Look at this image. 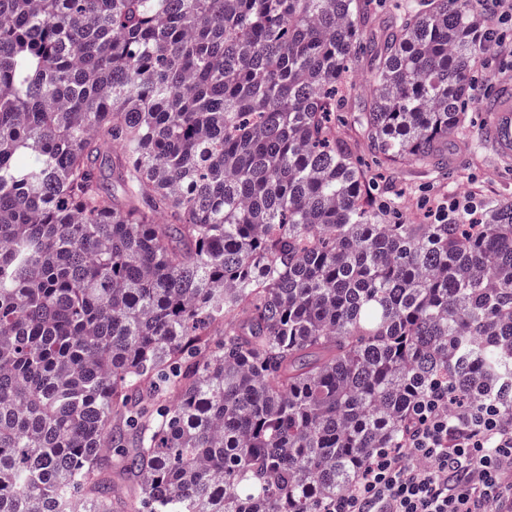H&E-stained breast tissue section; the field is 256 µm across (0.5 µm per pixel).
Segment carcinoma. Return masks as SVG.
<instances>
[{"mask_svg":"<svg viewBox=\"0 0 512 512\" xmlns=\"http://www.w3.org/2000/svg\"><path fill=\"white\" fill-rule=\"evenodd\" d=\"M380 7L0 0V512H319L435 382L512 423V202L405 220L336 130L368 54L442 165L482 16Z\"/></svg>","mask_w":512,"mask_h":512,"instance_id":"cac0c4a2","label":"carcinoma"}]
</instances>
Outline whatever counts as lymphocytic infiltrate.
<instances>
[{
    "mask_svg": "<svg viewBox=\"0 0 512 512\" xmlns=\"http://www.w3.org/2000/svg\"><path fill=\"white\" fill-rule=\"evenodd\" d=\"M448 402L431 385L406 442L374 449L322 512H512V424L493 403L454 416Z\"/></svg>",
    "mask_w": 512,
    "mask_h": 512,
    "instance_id": "obj_1",
    "label": "lymphocytic infiltrate"
}]
</instances>
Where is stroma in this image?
I'll list each match as a JSON object with an SVG mask.
<instances>
[{"label":"stroma","mask_w":512,"mask_h":512,"mask_svg":"<svg viewBox=\"0 0 512 512\" xmlns=\"http://www.w3.org/2000/svg\"><path fill=\"white\" fill-rule=\"evenodd\" d=\"M504 28L506 42L489 44L481 58L486 79L472 90L470 115L474 125L468 136L449 138L446 172L415 165L382 170L385 183L402 195L399 208L404 219L418 220L416 202L423 194L460 198L473 192L487 201L512 202V159L503 160L495 145L483 139L489 119L487 97L502 85L512 86V21L505 22Z\"/></svg>","instance_id":"1"}]
</instances>
